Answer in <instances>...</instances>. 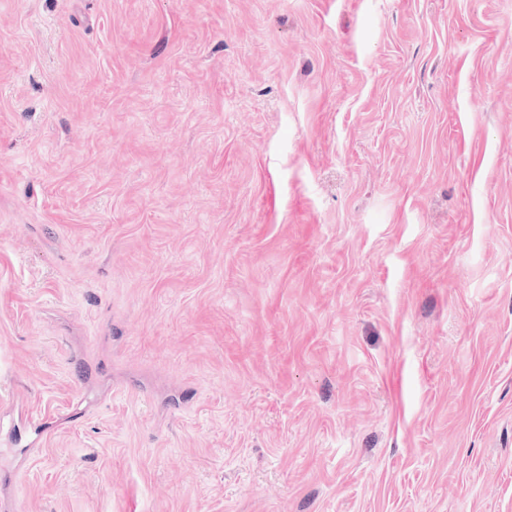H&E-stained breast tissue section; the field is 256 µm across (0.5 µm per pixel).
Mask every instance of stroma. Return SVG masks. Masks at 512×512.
<instances>
[{
	"mask_svg": "<svg viewBox=\"0 0 512 512\" xmlns=\"http://www.w3.org/2000/svg\"><path fill=\"white\" fill-rule=\"evenodd\" d=\"M0 512H512V0H0Z\"/></svg>",
	"mask_w": 512,
	"mask_h": 512,
	"instance_id": "obj_1",
	"label": "stroma"
}]
</instances>
